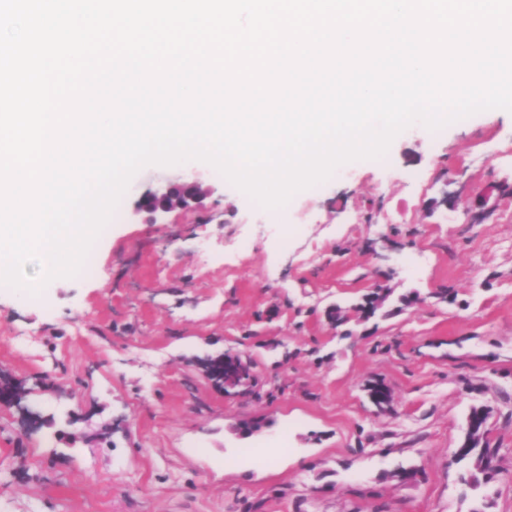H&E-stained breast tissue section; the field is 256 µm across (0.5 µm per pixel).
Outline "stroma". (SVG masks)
Instances as JSON below:
<instances>
[{
    "instance_id": "obj_1",
    "label": "stroma",
    "mask_w": 512,
    "mask_h": 512,
    "mask_svg": "<svg viewBox=\"0 0 512 512\" xmlns=\"http://www.w3.org/2000/svg\"><path fill=\"white\" fill-rule=\"evenodd\" d=\"M191 180L212 190L208 223L136 215L143 193ZM500 180L502 109L412 124L275 210L204 162L144 167L94 275L0 287V371L28 388L0 408V512H512V199L471 207ZM377 283L396 313L358 321ZM228 350L253 362V392L204 376ZM376 380L393 411L369 401ZM475 406L502 474L472 490L450 459Z\"/></svg>"
}]
</instances>
